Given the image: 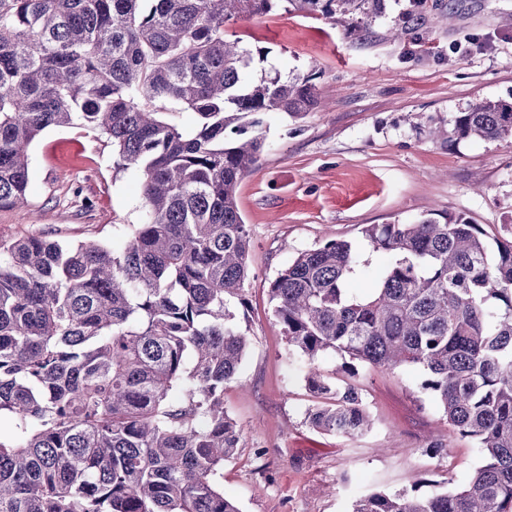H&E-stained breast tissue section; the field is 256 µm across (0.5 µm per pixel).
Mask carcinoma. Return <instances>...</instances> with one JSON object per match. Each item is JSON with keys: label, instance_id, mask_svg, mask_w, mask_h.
<instances>
[{"label": "carcinoma", "instance_id": "obj_1", "mask_svg": "<svg viewBox=\"0 0 512 512\" xmlns=\"http://www.w3.org/2000/svg\"><path fill=\"white\" fill-rule=\"evenodd\" d=\"M368 0H0V209L28 205V152L86 127L140 174L145 215L123 245L45 235L0 244V512H241L224 461L243 443L224 412L249 345L250 232L236 188L265 147L261 116L319 106L310 74L249 78L264 53L226 27L278 7L352 27ZM197 116L192 128L175 109ZM460 138H512V102L482 99ZM388 262L330 239L269 282L273 313L314 398L305 419L354 438L373 426L359 370L415 367L448 430L481 463L462 486L372 491L351 512H512V242L431 218L362 231ZM342 359V383L318 357ZM365 260L360 265L357 273L350 279L348 288L357 295L369 293L374 281L380 276L387 263V256L380 252L366 249L363 254Z\"/></svg>", "mask_w": 512, "mask_h": 512}]
</instances>
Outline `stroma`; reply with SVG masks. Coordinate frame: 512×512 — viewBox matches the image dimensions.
<instances>
[{"instance_id":"35a3bbf8","label":"stroma","mask_w":512,"mask_h":512,"mask_svg":"<svg viewBox=\"0 0 512 512\" xmlns=\"http://www.w3.org/2000/svg\"><path fill=\"white\" fill-rule=\"evenodd\" d=\"M369 21L344 29L323 15L277 10L234 24L282 75L314 74L320 110L267 117L259 163L237 188L250 230V282L235 320L249 338L224 408L244 432L224 464L241 512H350L362 491L421 495L459 487L480 463L472 440L447 432L422 373L363 372L372 432L348 440L309 427L312 403L272 312L268 283L328 239L362 243L370 224L463 218L512 241V140L460 139L459 112L512 101V0H368ZM27 211L0 209V241L38 232L118 244L144 209L139 178L115 167L88 129H51L29 152Z\"/></svg>"}]
</instances>
